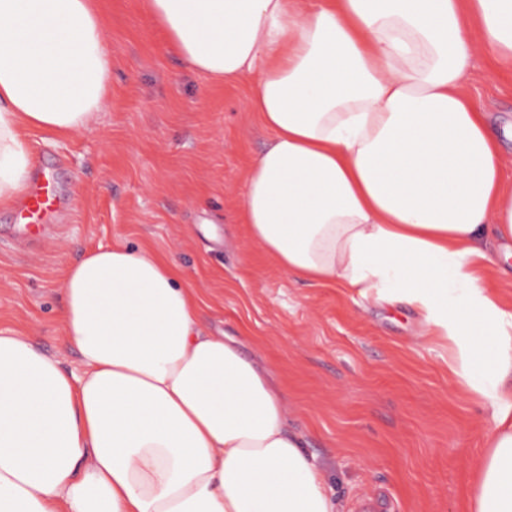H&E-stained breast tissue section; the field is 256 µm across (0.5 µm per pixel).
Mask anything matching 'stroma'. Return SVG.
Here are the masks:
<instances>
[{"label": "stroma", "instance_id": "stroma-1", "mask_svg": "<svg viewBox=\"0 0 512 512\" xmlns=\"http://www.w3.org/2000/svg\"><path fill=\"white\" fill-rule=\"evenodd\" d=\"M112 45V101L87 130L32 134L35 171L67 204L56 232L20 248L0 210V330L65 368L57 332L66 269L122 242L174 257L203 299L201 325L234 340L286 393L288 428L320 464L341 512H467L490 419L448 377V343L407 304L319 286L284 270L240 219L246 174L272 137L246 84L187 70L142 0H96ZM463 90L492 116L512 182V67L477 55Z\"/></svg>", "mask_w": 512, "mask_h": 512}]
</instances>
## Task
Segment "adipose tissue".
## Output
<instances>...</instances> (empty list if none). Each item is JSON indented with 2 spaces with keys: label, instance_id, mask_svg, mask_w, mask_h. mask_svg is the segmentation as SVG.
I'll return each mask as SVG.
<instances>
[{
  "label": "adipose tissue",
  "instance_id": "1",
  "mask_svg": "<svg viewBox=\"0 0 512 512\" xmlns=\"http://www.w3.org/2000/svg\"><path fill=\"white\" fill-rule=\"evenodd\" d=\"M193 72L250 79L272 139L245 179L254 241L305 280L400 300L490 412L470 512H512V311L481 283L512 244L504 157L461 88L512 63V0H147ZM112 99L95 0H0V208L36 131ZM174 258L122 243L64 276L73 372L0 331V512H336L259 363L198 323Z\"/></svg>",
  "mask_w": 512,
  "mask_h": 512
}]
</instances>
